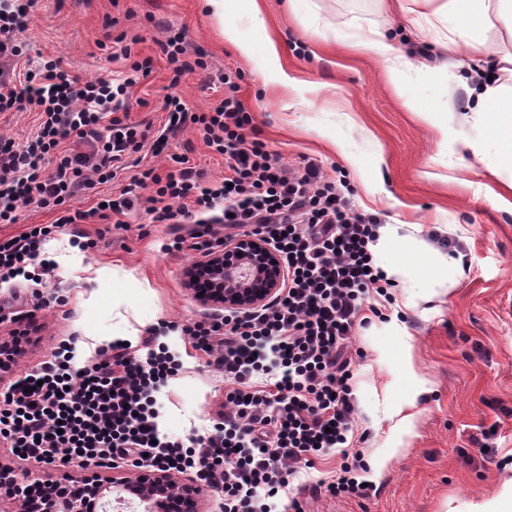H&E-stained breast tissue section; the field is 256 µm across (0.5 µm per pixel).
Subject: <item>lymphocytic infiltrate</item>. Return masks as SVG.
Here are the masks:
<instances>
[{
	"instance_id": "obj_1",
	"label": "lymphocytic infiltrate",
	"mask_w": 512,
	"mask_h": 512,
	"mask_svg": "<svg viewBox=\"0 0 512 512\" xmlns=\"http://www.w3.org/2000/svg\"><path fill=\"white\" fill-rule=\"evenodd\" d=\"M35 6L36 0H0V61L20 56L16 35L26 30ZM151 67L148 58L132 61L130 75L119 82L80 80L54 59L23 79L0 68V112L30 108L40 114L35 138L22 145L0 139L1 224L15 223L19 203L62 206L83 187L115 180L142 152L148 132L129 120L126 94L136 73ZM223 81V99L206 113L189 114L175 95L163 108L168 128L198 124L207 147L223 156L227 177L209 180L190 167L162 176L150 167L106 206L63 209L57 218L83 224L120 217L146 190L154 223H224L263 235L279 253L287 279L266 304L184 328L224 372L223 420L204 440L161 433L156 395L177 365L166 352L153 351L149 336L140 342L145 357L118 339L96 362L77 369L73 349L65 347L1 389L0 437L35 463L76 456L108 469H192L203 485L223 490L224 512H277L276 496L300 467H312L314 456L335 448L340 460L327 493L365 495L355 477L367 468L363 455L346 448L355 407L345 350L347 339L367 323L370 294L387 296L391 286L371 252L377 220L354 212L317 164L285 167L263 143L249 139L253 117L233 74L225 73ZM67 137L90 144L92 153L63 150ZM51 233L46 225L0 240V283L27 276ZM41 262L53 272L51 261ZM257 372L270 375L271 383L252 386Z\"/></svg>"
}]
</instances>
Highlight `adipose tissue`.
Listing matches in <instances>:
<instances>
[{
    "mask_svg": "<svg viewBox=\"0 0 512 512\" xmlns=\"http://www.w3.org/2000/svg\"><path fill=\"white\" fill-rule=\"evenodd\" d=\"M418 17L436 18L444 23L447 39L455 49L458 79L467 92L469 103L462 121L481 131L482 138L497 143L500 167L512 171V51L504 52V43L512 44V0H414ZM505 26L494 30V19ZM358 48L383 60L395 88H402L410 62L399 55L389 29L377 27L357 43ZM489 60V77L473 79L469 63L474 56Z\"/></svg>",
    "mask_w": 512,
    "mask_h": 512,
    "instance_id": "1",
    "label": "adipose tissue"
}]
</instances>
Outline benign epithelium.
Segmentation results:
<instances>
[{"label":"benign epithelium","mask_w":512,"mask_h":512,"mask_svg":"<svg viewBox=\"0 0 512 512\" xmlns=\"http://www.w3.org/2000/svg\"><path fill=\"white\" fill-rule=\"evenodd\" d=\"M205 270L213 287L194 298L203 306L244 311L266 303L281 287L284 267L281 258L259 236L242 237L224 249L205 255ZM42 489L39 503L31 502L27 491ZM113 496L115 512H199L202 489L180 482L170 470H142L112 480H93L73 495L68 480L22 485L13 473L0 465V512H107L103 499Z\"/></svg>","instance_id":"obj_1"}]
</instances>
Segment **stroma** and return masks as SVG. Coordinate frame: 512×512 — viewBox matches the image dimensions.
Listing matches in <instances>:
<instances>
[{"label":"stroma","mask_w":512,"mask_h":512,"mask_svg":"<svg viewBox=\"0 0 512 512\" xmlns=\"http://www.w3.org/2000/svg\"><path fill=\"white\" fill-rule=\"evenodd\" d=\"M255 6L258 24L251 19ZM224 18L254 47L277 39L294 85L282 87L262 57L244 58L224 42L202 0H40L29 29L16 37L23 51L16 73L57 59L84 80L116 77L123 64L109 60L100 45L122 33L140 38L133 59L153 60L151 73L130 89L129 103L131 119L161 138L159 149L144 148L140 167L78 192L70 207L87 210L118 195L141 168L167 172L175 155L209 178L223 177V157L204 144L195 125L167 130L161 103L172 90L189 110H207L224 96L219 75L237 72L254 138L283 165L313 162L344 180L359 213L394 229L388 251L375 252L376 262L396 260L407 271L389 297L372 298L379 315L350 345L362 356L352 365L349 444L364 455L360 478L368 494L336 499L318 491L336 469L331 451L290 483L280 496L281 512L294 498L305 512H474L512 482V215L486 196L497 168L493 150L476 155L464 147L476 132L456 117L466 107L464 92L446 96L454 73L442 65L454 54L439 43L442 26L416 24L412 14L386 11L381 0H298L293 7L288 0H228ZM382 25L390 26L400 50L439 67L437 78L411 79L397 93L383 62L356 47ZM337 30L344 42H336ZM181 33L188 55L203 54L210 68L174 87L162 46ZM451 101L457 111L447 114V131L421 118L424 109L446 114ZM182 233L181 225L153 223L143 199L123 227L93 218L78 231L55 232L45 250L56 265L51 276L0 288V336L33 330L19 362L0 375V388L38 368L61 341L71 342L82 361L113 334L135 342L157 328L180 363L157 394L159 428L178 439L210 435L224 412V375L206 366L181 331L214 313L185 286L186 270L205 251L187 244L161 250ZM438 271L456 280L454 290L435 279ZM405 400L413 401L415 418L400 432L389 413ZM483 431L490 437L481 448L473 438ZM0 465L16 477L43 481L116 475L77 459L34 465L1 439Z\"/></svg>","instance_id":"1"}]
</instances>
